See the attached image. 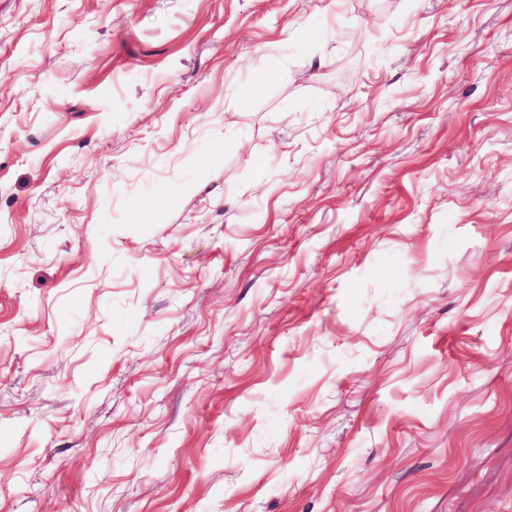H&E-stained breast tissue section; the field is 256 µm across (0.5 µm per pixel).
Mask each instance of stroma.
Segmentation results:
<instances>
[{
  "label": "stroma",
  "instance_id": "35a3bbf8",
  "mask_svg": "<svg viewBox=\"0 0 512 512\" xmlns=\"http://www.w3.org/2000/svg\"><path fill=\"white\" fill-rule=\"evenodd\" d=\"M0 512H512V0H0Z\"/></svg>",
  "mask_w": 512,
  "mask_h": 512
}]
</instances>
